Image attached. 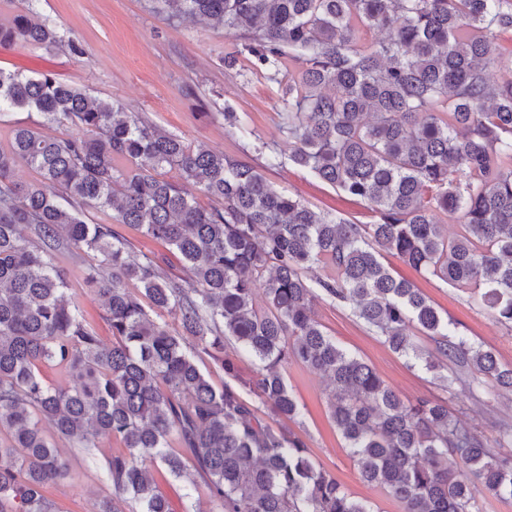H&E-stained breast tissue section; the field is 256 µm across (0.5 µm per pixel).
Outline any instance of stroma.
<instances>
[{
	"mask_svg": "<svg viewBox=\"0 0 512 512\" xmlns=\"http://www.w3.org/2000/svg\"><path fill=\"white\" fill-rule=\"evenodd\" d=\"M37 10L40 20L63 38L79 41L82 56H73L63 48L48 51L18 46L0 53L1 70L30 76L53 71L60 79L98 98L120 101L126 111L139 113L150 124L233 159L261 164L265 157L257 150L259 144L284 147L279 119L282 86L246 74L247 60H239L233 69L224 65L225 55L241 47L236 34L208 22L171 17L152 9L149 0H39ZM227 106L238 112L240 129H225L222 111ZM204 107L211 111V118H201ZM266 176L279 190L300 196L313 209L356 224L373 221L363 203L294 164L269 169ZM117 230L131 241L135 257L162 258L168 276L186 278L185 267L165 245L126 224L118 225ZM54 259L65 275L69 296L104 341H111L102 304L85 282L88 267L97 262L96 256L90 252L78 255L63 248L55 252ZM384 262L395 275L415 282L442 315L456 324L459 334L490 349L502 364L512 365V333L486 310L475 306L469 292L436 278L420 277L396 256L385 255ZM313 310L326 331L370 364L402 399L447 400L459 419L490 440L496 437L500 425H512V399L497 396L489 385L468 378L452 390H444L433 373L410 366L346 306L322 295L315 299ZM284 376L300 405L301 416L288 421L263 406L259 414L264 422L299 435L316 463L354 496L367 500L373 512H400L394 499L361 481L329 417L326 383L320 373L292 363L285 368ZM59 446L69 461L70 476L50 485L48 498L55 502L58 512H97L102 499L111 492L104 463L106 456L115 451L116 441L101 439L99 448L91 452L71 447L65 440Z\"/></svg>",
	"mask_w": 512,
	"mask_h": 512,
	"instance_id": "obj_1",
	"label": "stroma"
}]
</instances>
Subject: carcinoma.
Segmentation results:
<instances>
[{
  "mask_svg": "<svg viewBox=\"0 0 512 512\" xmlns=\"http://www.w3.org/2000/svg\"><path fill=\"white\" fill-rule=\"evenodd\" d=\"M20 2L12 25L0 27V50L64 44L83 54L36 19L38 0ZM159 2L174 17L237 33L248 72L286 84L288 152L270 150L266 167L287 160L308 170L364 202L375 221L316 212L261 167L195 146L53 73L0 69V116L27 110L40 125L72 129L55 138L18 126L0 150V512H55L45 489L70 468L47 428L87 451L102 437L122 444L105 460L112 497L100 512H174L151 477L158 464L175 478H202L212 512H371L305 441L265 425L243 396L247 387L276 414L300 417L283 375L291 362L327 378L330 418L361 479L401 512H481L482 490L512 498V456L497 450L512 442L511 425L491 445L445 400L404 402L312 310L322 293L446 387L460 380L441 374L449 361L512 395V367L455 334L382 262L391 254L426 278L480 283L473 301L512 331V80L487 72L512 68L501 43L512 35V0ZM370 30L383 37L365 45ZM286 56L301 62L298 72L283 73ZM20 160L39 181L14 177ZM168 168L178 177H165ZM200 195L223 206L204 207ZM90 209L99 221L88 222ZM440 214L456 217L454 235ZM114 224L175 249L190 279L169 277L156 256L132 257ZM62 247L100 257L86 284L104 300L109 344L66 295L54 263ZM316 264L336 275L308 280ZM417 332L434 339L433 351L420 349ZM186 336L224 371L221 388ZM229 344L253 358L254 381L239 377ZM46 365L67 369L76 386L48 385ZM451 457L469 478L448 467Z\"/></svg>",
  "mask_w": 512,
  "mask_h": 512,
  "instance_id": "carcinoma-1",
  "label": "carcinoma"
}]
</instances>
